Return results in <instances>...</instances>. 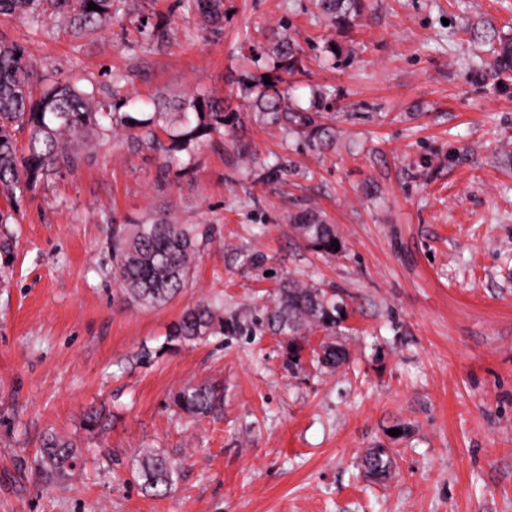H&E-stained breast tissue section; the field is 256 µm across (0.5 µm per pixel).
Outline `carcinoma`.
I'll return each instance as SVG.
<instances>
[{
	"label": "carcinoma",
	"instance_id": "obj_1",
	"mask_svg": "<svg viewBox=\"0 0 512 512\" xmlns=\"http://www.w3.org/2000/svg\"><path fill=\"white\" fill-rule=\"evenodd\" d=\"M130 0H0V17L22 16L30 26H45L46 14L65 17L77 36L94 35L120 16L131 17L135 10ZM96 4L100 10L88 9ZM185 5L201 15L214 32L224 23V0H185ZM322 12L331 25L344 34L365 10L364 0H319ZM138 30L152 45L162 50L169 43L167 28L160 22L138 20ZM274 33L275 55L281 75L270 84L248 88L254 95L258 111L276 124L303 134L313 146L325 144L326 129L316 120L318 113L335 105L336 95L320 92L308 109L290 106L288 91L278 89L283 76L300 69L302 50L288 38V24ZM471 35L493 45V60L489 73L494 77L512 74V39L492 28L474 29ZM126 74L112 73V100L95 99L94 94L68 81H54L44 88L34 84L32 68L24 50L16 43L0 39V190L10 200L16 195L33 192L49 177L76 168L81 154L71 146L84 147L99 135L115 128L126 130L130 148H148L164 158L189 150L205 138L220 132L224 126L223 101L192 100L184 103L180 130L169 134L164 142L159 131L166 113L156 112L146 123H129L121 111L129 99L119 96ZM28 133L27 146L19 149L18 134ZM301 235L322 252L333 253L336 234L331 225L314 211L291 218ZM208 231L193 224H173L160 216L140 224H114L106 245L112 258V277L119 285L118 300L127 306L157 308L167 304L186 287L193 262ZM14 250L12 234L0 230V280L9 275L8 259ZM336 299L326 293L288 278L283 280L271 305L254 311L249 319L234 316L224 318V303L219 299L200 300L187 306L168 331L166 345L177 349L183 345L204 341L210 336H222L231 329L240 336H249L267 328L289 337L288 356H300L301 331L312 326L333 335L338 328L339 310ZM347 359L345 347L333 340L322 345L319 362L335 368ZM172 403L180 413L190 417H206L224 406V388L211 383H187L172 394ZM78 451L73 443L55 433L47 434L35 457V466L42 481L57 485L69 480ZM368 472L384 476L392 467L387 448H374L365 457ZM180 467L167 454L157 449L145 451L137 461L136 475L141 490L150 496H162L179 478Z\"/></svg>",
	"mask_w": 512,
	"mask_h": 512
}]
</instances>
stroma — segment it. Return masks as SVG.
Returning <instances> with one entry per match:
<instances>
[{"instance_id":"1","label":"stroma","mask_w":512,"mask_h":512,"mask_svg":"<svg viewBox=\"0 0 512 512\" xmlns=\"http://www.w3.org/2000/svg\"><path fill=\"white\" fill-rule=\"evenodd\" d=\"M138 8L166 24L165 51L125 17L91 40L57 17L40 30L0 18L35 73L103 94L127 74L135 119L158 109L175 129L179 103L226 107L223 138L172 161L102 136L75 170L15 203L0 194L16 243L0 287V512H512V78L492 79L489 46L468 35L512 34V0H367L346 35L317 0H224L214 33L181 0ZM283 22L303 50L293 102L336 96L318 150L245 90L273 74ZM280 156L287 175L256 182ZM310 209L338 251L290 223ZM161 214L213 237L177 298L124 306L109 227ZM288 276L343 302L341 367L319 365L318 327L293 367L269 330L165 350L188 304L220 296L246 317ZM204 382L223 385V411L180 417L172 393ZM51 431L81 452L56 486L33 463ZM381 445L395 451L385 480L362 467ZM146 448L182 463L165 496L135 478Z\"/></svg>"}]
</instances>
